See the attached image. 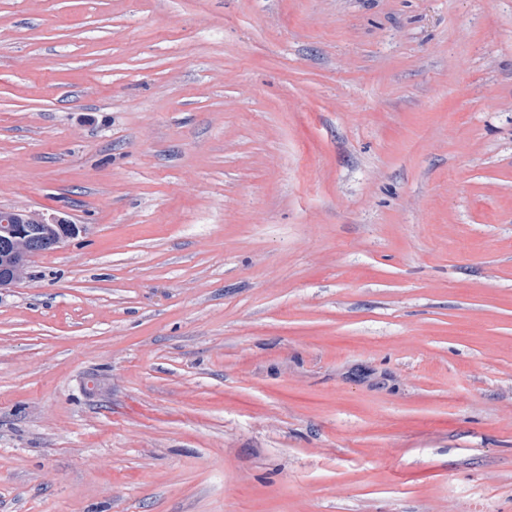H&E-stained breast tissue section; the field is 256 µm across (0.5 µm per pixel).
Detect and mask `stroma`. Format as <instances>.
I'll return each mask as SVG.
<instances>
[{
  "mask_svg": "<svg viewBox=\"0 0 512 512\" xmlns=\"http://www.w3.org/2000/svg\"><path fill=\"white\" fill-rule=\"evenodd\" d=\"M0 512H512V0H0ZM82 232L84 226L74 224L64 214L1 209L0 242L9 241L11 250L3 253L0 248V290L12 288L26 277L29 258L39 252L31 250L29 243H48L47 250H54Z\"/></svg>",
  "mask_w": 512,
  "mask_h": 512,
  "instance_id": "35a3bbf8",
  "label": "stroma"
}]
</instances>
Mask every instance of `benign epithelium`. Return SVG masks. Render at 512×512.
<instances>
[{"label": "benign epithelium", "instance_id": "obj_1", "mask_svg": "<svg viewBox=\"0 0 512 512\" xmlns=\"http://www.w3.org/2000/svg\"><path fill=\"white\" fill-rule=\"evenodd\" d=\"M82 232L84 226L64 215L1 209L0 241L10 242L11 250L0 251V290L11 288L26 277L29 258L35 254L30 243H46L54 250Z\"/></svg>", "mask_w": 512, "mask_h": 512}]
</instances>
